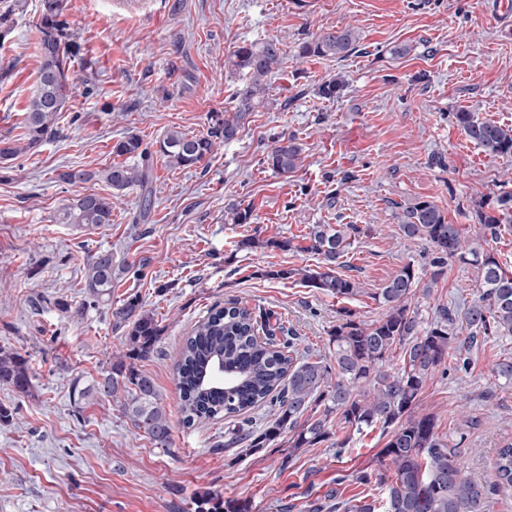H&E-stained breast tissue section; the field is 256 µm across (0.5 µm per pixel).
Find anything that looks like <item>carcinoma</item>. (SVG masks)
I'll list each match as a JSON object with an SVG mask.
<instances>
[{"instance_id":"obj_1","label":"carcinoma","mask_w":512,"mask_h":512,"mask_svg":"<svg viewBox=\"0 0 512 512\" xmlns=\"http://www.w3.org/2000/svg\"><path fill=\"white\" fill-rule=\"evenodd\" d=\"M26 0H0V40L11 30L14 16L24 10ZM62 0H41L42 24L38 41L40 66L36 87L25 112L23 145L0 138V160L35 150L57 133V121L67 111L77 90V78L70 74L67 60L73 44L60 20ZM359 37L352 28L328 29L297 43L301 58H343L355 48ZM280 40L267 39L243 44L229 52L227 71L244 82L231 100L229 114L212 117L206 133L189 136L169 130L155 142V149L137 134H129L113 146L123 161L101 172L112 188L113 197L131 187L143 193L139 218L150 215L153 158L167 164L192 167L214 153L217 146L237 138L250 116L269 106L267 78L283 64ZM344 82L332 79L318 87L317 95L334 99ZM465 135L491 158L512 157V128L481 119L465 110L454 113ZM300 159V147L292 137L279 136L267 155V164L278 174L293 171ZM112 197L87 193L77 195L58 213L59 224L100 226L112 223ZM477 223L490 235H497L502 219L483 209L476 211ZM403 235L422 239L430 245V278L443 276L448 262L458 261L480 270L478 299L464 309L461 325L469 331L462 341L454 332L455 313L447 308L424 331L410 312L408 301L420 284L419 270L404 264L375 293L384 312L365 323L342 320L331 334L336 349L332 356L311 358L299 354L297 337L271 323V315L232 303L215 306L186 336L176 357L179 412L186 426L203 424L218 417L234 418L255 408L276 410V417L262 430L235 438L250 440L253 448L275 441L285 430L292 431L290 447L312 448L330 438V420L337 418L336 455L349 447L352 434L380 427L390 430L382 454L388 458L390 473L365 470L358 480L376 483L383 490L382 504L336 505L344 512H488L489 498H512V442L501 446L494 460L495 480L489 487L468 477L460 456V443L437 433V417L415 414L419 394L436 374L448 375V358L455 370L466 368L464 352L482 340L512 339V275L504 270L494 253L478 242H466L455 224L434 203L422 200L406 209L400 224ZM360 233L355 224L331 227L314 224L302 237L304 245L291 239L260 240L247 237L237 242L240 250L294 247L320 257L319 265L303 270H269L266 276L286 279L299 275L319 293L346 299L359 294L358 283L335 271L336 260L350 246L349 239ZM120 269L112 252L96 253L85 272V299L73 314L84 315L89 308L104 304L112 327L125 330L126 352L112 357L100 377L84 385H71L74 403L123 396L122 409L132 425L153 442L168 446L171 436L169 413L162 405L152 378L138 362L157 352L164 333L155 315L142 309L139 298L121 304L112 302V280ZM402 351V366L389 367L393 351ZM0 384L27 395L32 388L28 359L18 352L0 348ZM323 408L316 418L301 420L305 412ZM198 512H250L246 502L202 496Z\"/></svg>"}]
</instances>
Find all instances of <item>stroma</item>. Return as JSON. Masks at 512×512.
I'll use <instances>...</instances> for the list:
<instances>
[{
    "mask_svg": "<svg viewBox=\"0 0 512 512\" xmlns=\"http://www.w3.org/2000/svg\"><path fill=\"white\" fill-rule=\"evenodd\" d=\"M62 18L77 47L73 70L87 81L54 138L0 163V347L28 357L32 372L30 394L0 385V405L12 411L0 422V512H196L206 492L247 501L250 512H332L339 499H380V488L356 480L388 466L379 428L354 436L340 456L327 441L289 450L285 433L263 448H229L224 419L174 423L163 447L134 428L119 402L74 405L72 381L97 377L123 334L104 309L77 319L71 308L84 300L90 257L111 251L124 269L113 301L137 296L166 328L140 367L173 414L175 354L213 306L270 313L301 351L330 357L344 312L372 322L382 312L374 293L404 264L425 267L427 242L399 228L407 207L432 201L473 239L476 210L498 212L499 197L512 192V159L489 158L452 118L465 109L512 126V0H63ZM40 19V0H27L0 43V137L23 134ZM345 26L361 36L358 53L296 58L302 38ZM271 37L282 40L285 59L269 79V108L196 166L154 160L149 222L136 220L135 188L115 203L109 224L55 222L76 195H110L100 173L127 134L149 144L170 129L206 133L238 87L224 71L226 55ZM336 77L345 82L339 97L320 99L318 86ZM282 134L302 152L298 167L280 175L266 156ZM72 168L95 177L61 182ZM233 204L252 206L251 223L228 221ZM315 224L360 227L336 262L338 274L359 282L356 296L303 285L295 272L315 265L310 254L237 247ZM269 269L291 276L271 279ZM479 289L477 268L455 261L438 280L423 277L409 306L426 327L439 307L466 306ZM504 356L512 340L473 348L468 369L434 377L418 403L436 415L439 432L461 437L464 465L485 486L498 448L512 441V382L493 373Z\"/></svg>",
    "mask_w": 512,
    "mask_h": 512,
    "instance_id": "35a3bbf8",
    "label": "stroma"
}]
</instances>
